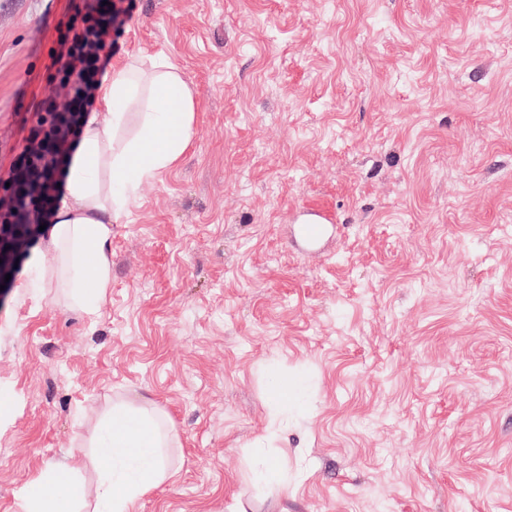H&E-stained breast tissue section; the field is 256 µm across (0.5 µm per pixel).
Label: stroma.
Returning a JSON list of instances; mask_svg holds the SVG:
<instances>
[{"mask_svg": "<svg viewBox=\"0 0 512 512\" xmlns=\"http://www.w3.org/2000/svg\"><path fill=\"white\" fill-rule=\"evenodd\" d=\"M79 2L0 0L2 172ZM133 54L178 65L192 142L95 312L46 232L0 295V512L72 455L94 491L121 407L171 433L136 512H512V0H135ZM275 373L307 386L282 424ZM314 215L316 218L305 220L297 227L299 237L307 243L320 241L326 232L328 218L319 213H314Z\"/></svg>", "mask_w": 512, "mask_h": 512, "instance_id": "stroma-1", "label": "stroma"}]
</instances>
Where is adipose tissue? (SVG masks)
<instances>
[{
  "label": "adipose tissue",
  "mask_w": 512,
  "mask_h": 512,
  "mask_svg": "<svg viewBox=\"0 0 512 512\" xmlns=\"http://www.w3.org/2000/svg\"><path fill=\"white\" fill-rule=\"evenodd\" d=\"M103 98L106 110L85 123L57 208L52 259H32L40 268L52 264L74 306L85 311L99 305L110 283L113 223L144 183L180 160L191 143L195 115L192 91L167 59L155 61L148 74L135 62L113 69L104 82ZM133 108L139 121L127 138L123 132ZM96 446L100 480L93 512H133L167 476L164 435L146 413L113 410ZM84 499L73 466L60 464L30 483L18 512H78Z\"/></svg>",
  "instance_id": "adipose-tissue-1"
}]
</instances>
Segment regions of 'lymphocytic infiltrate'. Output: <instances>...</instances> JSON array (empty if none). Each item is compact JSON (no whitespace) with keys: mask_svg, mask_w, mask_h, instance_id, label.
I'll return each mask as SVG.
<instances>
[{"mask_svg":"<svg viewBox=\"0 0 512 512\" xmlns=\"http://www.w3.org/2000/svg\"><path fill=\"white\" fill-rule=\"evenodd\" d=\"M131 17L124 0H82L65 27L57 29L55 46L46 66L49 82L63 95L46 93L32 105L34 119L23 128V147L9 169L0 175V189H8L21 204L49 220L72 157L78 149L84 119L92 112L97 93L112 64L104 36L123 35ZM49 169L51 185L34 190L30 176Z\"/></svg>","mask_w":512,"mask_h":512,"instance_id":"lymphocytic-infiltrate-1","label":"lymphocytic infiltrate"}]
</instances>
